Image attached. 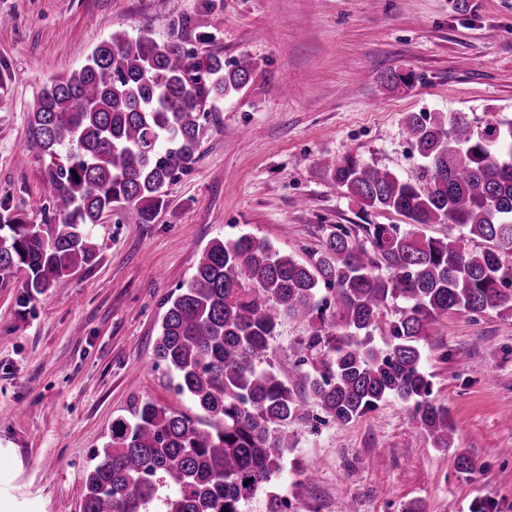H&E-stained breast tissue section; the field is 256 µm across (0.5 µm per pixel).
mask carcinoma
<instances>
[{"label": "carcinoma", "mask_w": 512, "mask_h": 512, "mask_svg": "<svg viewBox=\"0 0 512 512\" xmlns=\"http://www.w3.org/2000/svg\"><path fill=\"white\" fill-rule=\"evenodd\" d=\"M254 71L250 57L200 60L141 31L112 34L47 85L28 141L49 158L42 176L54 223L0 213V284L23 278L25 305L96 261L93 227L106 214L152 223L169 181L199 161L208 108L244 91ZM405 124L423 162L415 180L355 157L326 172L361 210L406 225L362 224L364 244L354 228L330 224L306 261L249 233L200 251L166 299L154 347L200 414L142 399L113 419L82 512H246L260 495L266 512H281L288 424L314 419L310 401L347 424L395 397L410 404L420 436L452 447L423 345L451 313L512 310V119L490 113L476 127L465 112H422ZM433 224L446 231L428 234ZM467 238L487 246L473 250ZM394 301L403 306L381 345L373 331ZM285 319L310 326L286 379L272 362Z\"/></svg>", "instance_id": "carcinoma-1"}]
</instances>
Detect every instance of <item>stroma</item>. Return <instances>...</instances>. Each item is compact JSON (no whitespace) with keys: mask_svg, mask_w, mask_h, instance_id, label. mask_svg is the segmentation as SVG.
<instances>
[{"mask_svg":"<svg viewBox=\"0 0 512 512\" xmlns=\"http://www.w3.org/2000/svg\"><path fill=\"white\" fill-rule=\"evenodd\" d=\"M0 16V207L29 224L53 217L30 114L47 84L112 33L258 61L153 223L108 215L96 262L27 305L19 282L0 286V502L15 512H82L94 451L134 400L192 412L155 367L154 343L165 299L210 240L250 233L305 261L322 225L400 223L360 210L327 165L353 156L413 179L421 161L407 114L464 112L476 126L490 112L512 118V0H0ZM201 18L214 41L194 29ZM389 71L412 74V86L390 87ZM308 333L298 321L279 327L281 375ZM423 366L453 449L418 438L396 398L345 425L289 424V512H512V312L450 315ZM458 449L470 472L456 469Z\"/></svg>","mask_w":512,"mask_h":512,"instance_id":"35a3bbf8","label":"stroma"}]
</instances>
